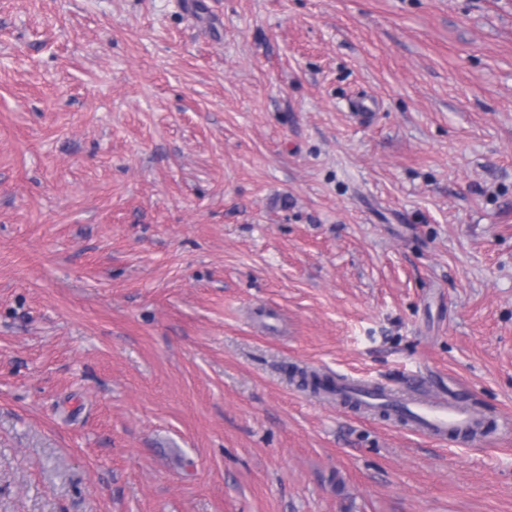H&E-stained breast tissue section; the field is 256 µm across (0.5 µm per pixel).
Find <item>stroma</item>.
Masks as SVG:
<instances>
[{"label":"stroma","instance_id":"obj_1","mask_svg":"<svg viewBox=\"0 0 512 512\" xmlns=\"http://www.w3.org/2000/svg\"><path fill=\"white\" fill-rule=\"evenodd\" d=\"M0 512H512V0H0ZM411 413L408 425L430 438L441 440L454 434L475 436L486 430L483 418L453 398L419 397L403 402Z\"/></svg>","mask_w":512,"mask_h":512}]
</instances>
